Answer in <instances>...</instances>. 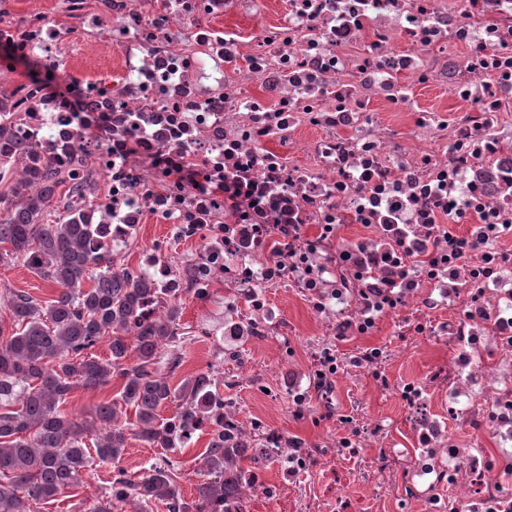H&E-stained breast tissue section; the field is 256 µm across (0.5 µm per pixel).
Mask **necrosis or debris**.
Returning a JSON list of instances; mask_svg holds the SVG:
<instances>
[{
    "label": "necrosis or debris",
    "mask_w": 512,
    "mask_h": 512,
    "mask_svg": "<svg viewBox=\"0 0 512 512\" xmlns=\"http://www.w3.org/2000/svg\"><path fill=\"white\" fill-rule=\"evenodd\" d=\"M0 75L18 178L64 169L71 217L139 246L166 298L223 287L225 447L291 483L384 461L341 396L358 372L411 420L392 512H512V0H0ZM151 219L195 245L180 266ZM410 311L442 385L379 340ZM243 385L309 434L241 420Z\"/></svg>",
    "instance_id": "obj_1"
}]
</instances>
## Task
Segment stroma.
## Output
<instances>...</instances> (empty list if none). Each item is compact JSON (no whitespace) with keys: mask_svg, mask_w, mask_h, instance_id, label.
<instances>
[{"mask_svg":"<svg viewBox=\"0 0 512 512\" xmlns=\"http://www.w3.org/2000/svg\"><path fill=\"white\" fill-rule=\"evenodd\" d=\"M25 290L40 300L54 296V285L33 276L20 265L0 266V330L10 331L12 321L4 302L5 295L16 290ZM179 334L181 336V365L170 374L172 385H179L184 378L199 372H209L216 389H223L225 375L232 369L224 363V350L216 337L202 334V321L214 316L218 307L212 302H201L192 295H184L180 302ZM395 363L413 368L416 372L432 374L431 361L421 358L422 341L409 335L404 317L392 320V331L384 339ZM364 382L359 374H350L343 390L344 398L353 411L358 425L372 420H381L393 413L390 402L383 397L365 399L362 395ZM380 446L388 448L386 473L378 486L382 498L396 501L402 493L401 474L409 462L408 454L395 444L393 434L378 438ZM200 448H188L172 454L140 440H129L128 447L119 465L98 464L81 488L66 493L57 500L42 505L40 512H88L94 501L101 497L114 468H122L131 477H138L143 467L156 462L162 456H171L176 461L174 479L185 499H194L196 488L204 478V462ZM258 468L272 485V492L254 495L249 499L248 512H376L378 503L364 486V479L372 470V461L367 457L335 458L328 467L306 475L301 484L280 486L277 464L262 461ZM344 485L347 493L345 504H337L330 491L335 485ZM380 497V498H381Z\"/></svg>","mask_w":512,"mask_h":512,"instance_id":"stroma-1","label":"stroma"}]
</instances>
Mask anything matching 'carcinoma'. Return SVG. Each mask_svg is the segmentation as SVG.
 I'll list each match as a JSON object with an SVG mask.
<instances>
[{"label":"carcinoma","instance_id":"cac0c4a2","mask_svg":"<svg viewBox=\"0 0 512 512\" xmlns=\"http://www.w3.org/2000/svg\"><path fill=\"white\" fill-rule=\"evenodd\" d=\"M10 128L0 126V179L15 151ZM34 180L18 181L7 205L0 208V265L21 264L41 280L56 286L57 294L43 302L30 293L11 292L8 309L14 332L0 329V512H36L37 505L81 487L93 466L118 462L128 440L178 450L193 438V422H211L201 456L206 479L197 499L188 502L174 484L176 462L166 457L151 464L137 480L122 469L112 475L104 494L89 512H125L137 499L146 508L156 500L167 512H226L224 503L240 495L239 484L224 477V466L238 460L255 462L246 448L224 447V421L219 394L210 373L201 372L178 387L161 372L162 363L175 369L181 357L163 348L175 342L179 300L165 314L151 305L159 289L140 271L113 269L112 251L93 243L89 224L63 219L78 189L67 173L50 165L34 168ZM108 339L110 358L87 355ZM122 380L112 400L76 420L64 406L77 387L99 388L112 377ZM177 403L170 418L160 415L167 403ZM136 420L118 421L125 407ZM94 450L86 438L93 428Z\"/></svg>","mask_w":512,"mask_h":512}]
</instances>
